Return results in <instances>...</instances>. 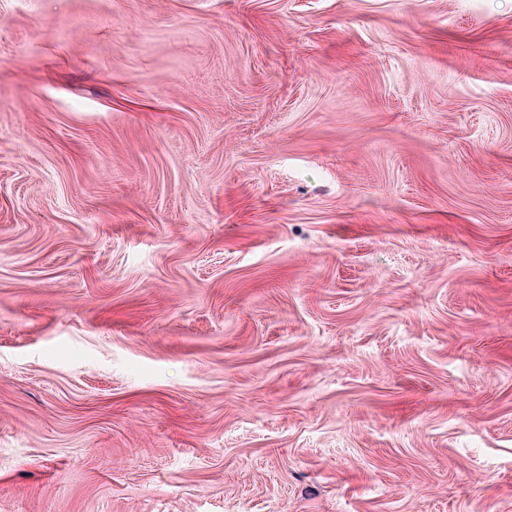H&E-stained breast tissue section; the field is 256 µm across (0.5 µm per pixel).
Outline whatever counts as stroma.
<instances>
[{
    "label": "stroma",
    "mask_w": 512,
    "mask_h": 512,
    "mask_svg": "<svg viewBox=\"0 0 512 512\" xmlns=\"http://www.w3.org/2000/svg\"><path fill=\"white\" fill-rule=\"evenodd\" d=\"M0 512H512V0H0Z\"/></svg>",
    "instance_id": "stroma-1"
}]
</instances>
